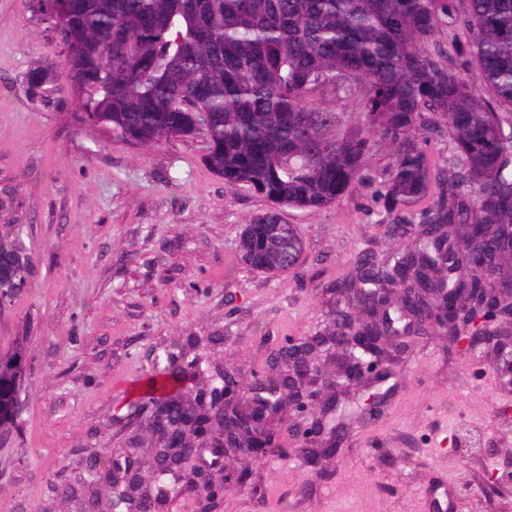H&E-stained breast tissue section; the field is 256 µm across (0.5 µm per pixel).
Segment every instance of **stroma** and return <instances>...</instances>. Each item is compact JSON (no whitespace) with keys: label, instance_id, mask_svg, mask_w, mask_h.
<instances>
[{"label":"stroma","instance_id":"obj_1","mask_svg":"<svg viewBox=\"0 0 512 512\" xmlns=\"http://www.w3.org/2000/svg\"><path fill=\"white\" fill-rule=\"evenodd\" d=\"M469 33L444 19L430 50L452 55L480 98L491 91L456 49ZM58 48L25 0H0V225L17 224L33 274L0 307V353L27 359L18 427L0 438V512H80L92 461L125 447L127 404L167 353L233 366L243 385L277 349L332 319L338 280L359 255L386 261L410 245L389 232L384 194L393 144L369 134L361 177L329 207L291 209L303 238L297 270L271 277L240 258L261 197L229 188L205 163L201 137L134 144L86 122L58 89ZM43 69L40 95L27 76ZM333 135L358 128L360 95H316ZM419 143L431 167L458 160L448 123L429 116ZM439 336L388 350L393 394L379 415L346 405L348 430L319 463L294 452L249 462L221 512H433L431 485L456 491L460 512H498L484 489L512 475V379Z\"/></svg>","mask_w":512,"mask_h":512}]
</instances>
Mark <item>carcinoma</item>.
<instances>
[{
  "instance_id": "1",
  "label": "carcinoma",
  "mask_w": 512,
  "mask_h": 512,
  "mask_svg": "<svg viewBox=\"0 0 512 512\" xmlns=\"http://www.w3.org/2000/svg\"><path fill=\"white\" fill-rule=\"evenodd\" d=\"M61 52L66 91L86 117L135 144L201 136L206 163L224 182L263 197L268 207L248 223L270 228L241 232V257L252 269L280 275L304 252L284 208L321 210L358 177L367 141L359 130L328 134L337 114L306 100L325 90L364 93L361 116L395 144L385 194L390 232L405 233L399 206L436 185L422 224L427 239L394 257L389 284L414 275L419 288H437L433 250L446 249L444 226L483 256L490 276L512 257V0H467L462 25L471 38L462 53L479 66L494 102L475 97L450 60L425 49L448 15V0H28ZM469 113L459 127L457 111ZM448 121L462 160L432 171L414 131L426 113ZM31 273L21 229L0 226V289L12 291ZM477 303L495 298L476 275L460 283ZM26 358L17 348L0 355V437L16 426ZM133 404L167 406L170 440L149 424L138 447L172 443L201 448L213 440L210 412L178 379L149 378ZM112 499V483L94 484L93 506Z\"/></svg>"
}]
</instances>
